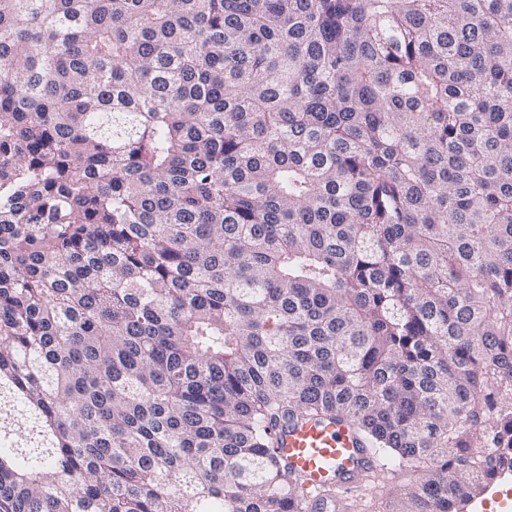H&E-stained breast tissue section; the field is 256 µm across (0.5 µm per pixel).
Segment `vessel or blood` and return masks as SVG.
Listing matches in <instances>:
<instances>
[{"label": "vessel or blood", "mask_w": 512, "mask_h": 512, "mask_svg": "<svg viewBox=\"0 0 512 512\" xmlns=\"http://www.w3.org/2000/svg\"><path fill=\"white\" fill-rule=\"evenodd\" d=\"M278 451L308 487L332 482L346 491H362V474L376 464L375 456L364 451L344 424L299 422L283 435Z\"/></svg>", "instance_id": "1"}]
</instances>
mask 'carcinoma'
<instances>
[{"mask_svg":"<svg viewBox=\"0 0 512 512\" xmlns=\"http://www.w3.org/2000/svg\"><path fill=\"white\" fill-rule=\"evenodd\" d=\"M306 419L512 470V0H0V512H312Z\"/></svg>","mask_w":512,"mask_h":512,"instance_id":"cac0c4a2","label":"carcinoma"}]
</instances>
